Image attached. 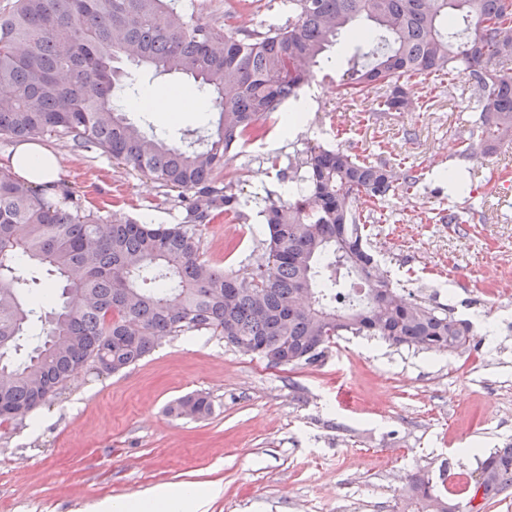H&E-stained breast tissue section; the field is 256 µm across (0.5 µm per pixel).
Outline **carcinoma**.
Segmentation results:
<instances>
[{"label":"carcinoma","mask_w":512,"mask_h":512,"mask_svg":"<svg viewBox=\"0 0 512 512\" xmlns=\"http://www.w3.org/2000/svg\"><path fill=\"white\" fill-rule=\"evenodd\" d=\"M288 18L241 32L189 21L178 0H16L0 16V138L50 136L75 151L99 149L184 193L178 224L113 215L102 221L75 192L58 208L47 185L0 171V423L37 409L83 370L115 373L170 336L206 331L236 349L287 366L311 364L338 336H373L393 346L457 352L472 325L393 286L368 247L363 205L418 179L346 149L309 146L291 180L300 198L267 199L266 249L239 278L200 253L199 228L240 221L237 178L224 168L231 148L264 137L260 118L275 111L353 22L372 23L368 45L350 57L343 96L385 88L380 112L415 107V75L468 66L483 95L481 138L462 157L479 159L512 145V0H286ZM194 79V91L219 112L216 129L188 138L181 129L145 131L125 112L143 102L136 67ZM64 282L67 301L39 333L30 331L52 293L38 294L28 265ZM208 396L184 395L175 418L203 419ZM512 487V445L479 460L464 496L443 512H485ZM410 500L426 512L429 482L410 478Z\"/></svg>","instance_id":"1"}]
</instances>
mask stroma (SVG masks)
<instances>
[{
	"label": "stroma",
	"instance_id": "stroma-1",
	"mask_svg": "<svg viewBox=\"0 0 512 512\" xmlns=\"http://www.w3.org/2000/svg\"><path fill=\"white\" fill-rule=\"evenodd\" d=\"M254 0H179L185 16L259 28L276 17ZM432 92L409 112L374 117L382 95L337 97L336 142L370 161L417 176L413 195L389 194L371 207L367 232L394 285L427 305L452 308L486 337L468 352L392 347L342 336L312 364L273 366L209 333L167 338L118 373L78 372L65 389L22 420L0 426V512H93L106 498L135 502L158 486H220L205 512H403L405 479L417 474L448 493L449 477L471 474L482 457L512 444V145L477 160L461 157L477 132L484 100L466 66L424 77ZM280 113L263 117L269 135L232 150L249 223L201 228L204 259L246 276L264 252L252 193L285 196L290 163L320 143L329 112L310 115L304 137L282 134ZM60 158V179L104 218L121 213L175 224L178 193L98 150L73 151L44 138ZM470 169L469 193H450L442 171ZM457 223H449V215ZM189 393L207 395L212 414L176 419L165 409Z\"/></svg>",
	"mask_w": 512,
	"mask_h": 512
}]
</instances>
